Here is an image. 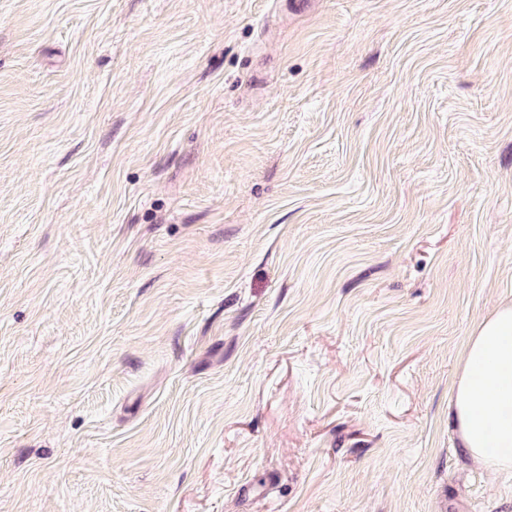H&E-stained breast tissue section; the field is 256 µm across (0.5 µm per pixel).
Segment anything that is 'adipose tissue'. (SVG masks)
<instances>
[{
  "label": "adipose tissue",
  "mask_w": 512,
  "mask_h": 512,
  "mask_svg": "<svg viewBox=\"0 0 512 512\" xmlns=\"http://www.w3.org/2000/svg\"><path fill=\"white\" fill-rule=\"evenodd\" d=\"M459 445L476 462L512 470V302L474 326L449 399Z\"/></svg>",
  "instance_id": "obj_1"
}]
</instances>
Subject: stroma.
Masks as SVG:
<instances>
[{
  "mask_svg": "<svg viewBox=\"0 0 512 512\" xmlns=\"http://www.w3.org/2000/svg\"><path fill=\"white\" fill-rule=\"evenodd\" d=\"M507 300L512 0H0V512H512ZM460 448L476 462L512 470V302L474 326L448 404Z\"/></svg>",
  "mask_w": 512,
  "mask_h": 512,
  "instance_id": "35a3bbf8",
  "label": "stroma"
}]
</instances>
